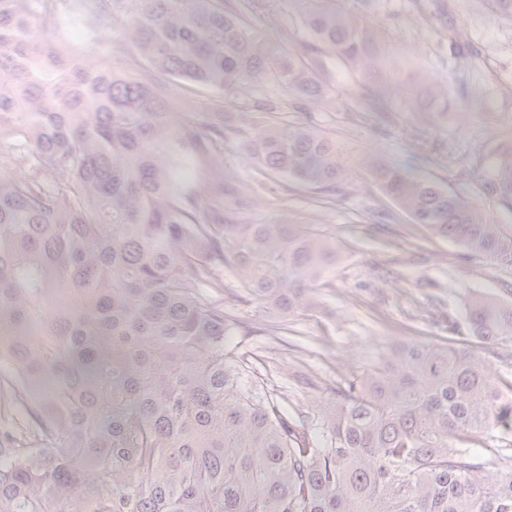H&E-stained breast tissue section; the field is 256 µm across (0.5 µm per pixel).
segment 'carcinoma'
Wrapping results in <instances>:
<instances>
[{
	"instance_id": "cac0c4a2",
	"label": "carcinoma",
	"mask_w": 512,
	"mask_h": 512,
	"mask_svg": "<svg viewBox=\"0 0 512 512\" xmlns=\"http://www.w3.org/2000/svg\"><path fill=\"white\" fill-rule=\"evenodd\" d=\"M268 0H0V512H512V382L451 341L398 339L296 419L225 350L241 327L213 291L279 325L313 308L343 245L251 220L224 144L286 195L336 198V140L217 92L261 82L319 103L326 55L409 90L376 0H296L310 41L286 55L251 18ZM120 35L110 64L68 46ZM202 109L180 121L170 86ZM199 180L183 181V162ZM512 209V143L480 161ZM371 180L463 258L512 263L501 225L451 189L371 160ZM230 269L231 285L221 272ZM448 330L512 347V303L466 296Z\"/></svg>"
}]
</instances>
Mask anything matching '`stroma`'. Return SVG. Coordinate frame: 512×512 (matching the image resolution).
<instances>
[{
  "label": "stroma",
  "mask_w": 512,
  "mask_h": 512,
  "mask_svg": "<svg viewBox=\"0 0 512 512\" xmlns=\"http://www.w3.org/2000/svg\"><path fill=\"white\" fill-rule=\"evenodd\" d=\"M448 9L444 23L434 12L433 0H378L372 17L389 54L418 61L421 85H445L453 105L442 116L416 109L406 91L393 88L391 113L380 119L366 108L361 80L334 57L325 60L322 78L328 93L320 103L293 106L287 91L269 82L224 99L228 110L243 105L255 112L280 108L289 122L331 135L349 168L344 192L335 203L317 201L307 192L284 196L273 181L261 179L237 143L224 146L225 169L257 190L254 223L286 217L317 224L345 246L326 286L317 291L316 307L291 316L287 331L267 329L268 317L257 305L235 302L226 293L220 296L251 329L250 334L230 337L229 350L247 366L249 381L283 397L292 414L313 416L316 401L328 396L348 370L370 366L385 341L437 343L448 338L446 319L462 315L470 292L512 301V293L502 286L512 281L511 267L463 259L459 245L431 237L411 223L361 168L377 157L449 187L512 238V209L484 193L478 166L495 141H512V18L497 13L493 0H449ZM252 27L280 54L308 39L293 0H270ZM453 28L470 43L471 62L455 57L449 38ZM281 30L287 31V42H279ZM373 208L391 213L388 229L366 222ZM413 241L426 248L427 262L412 261Z\"/></svg>",
  "instance_id": "1"
}]
</instances>
